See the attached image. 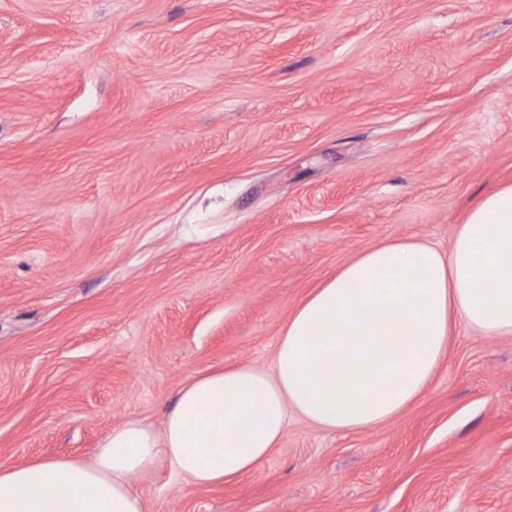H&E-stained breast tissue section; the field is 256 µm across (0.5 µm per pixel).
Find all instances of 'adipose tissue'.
<instances>
[{
    "label": "adipose tissue",
    "instance_id": "ef3b65f1",
    "mask_svg": "<svg viewBox=\"0 0 512 512\" xmlns=\"http://www.w3.org/2000/svg\"><path fill=\"white\" fill-rule=\"evenodd\" d=\"M512 335V184L458 225L447 253L386 239L341 266L292 313L273 372L248 363L200 373L154 430L128 421L92 461L0 468V512H144L133 477L165 464L199 486L255 471L289 410L332 431L386 422L416 400L448 353L453 321Z\"/></svg>",
    "mask_w": 512,
    "mask_h": 512
}]
</instances>
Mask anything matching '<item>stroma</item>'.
<instances>
[{"label": "stroma", "instance_id": "1", "mask_svg": "<svg viewBox=\"0 0 512 512\" xmlns=\"http://www.w3.org/2000/svg\"><path fill=\"white\" fill-rule=\"evenodd\" d=\"M512 183V0H0V466L90 459L179 389L271 368L386 238L447 251ZM145 512H512V335L254 472L133 478Z\"/></svg>", "mask_w": 512, "mask_h": 512}]
</instances>
